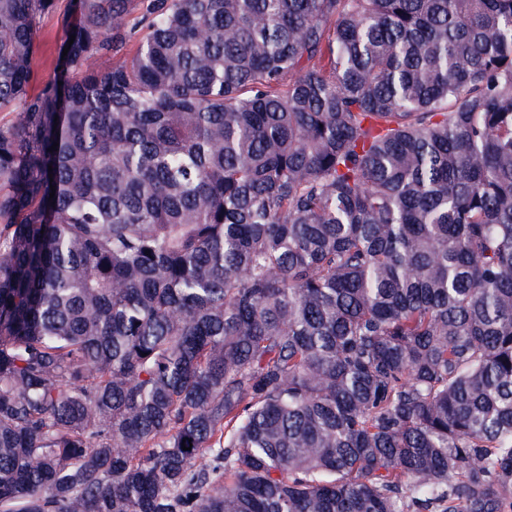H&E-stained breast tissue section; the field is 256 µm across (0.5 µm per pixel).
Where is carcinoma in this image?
<instances>
[{"label": "carcinoma", "mask_w": 512, "mask_h": 512, "mask_svg": "<svg viewBox=\"0 0 512 512\" xmlns=\"http://www.w3.org/2000/svg\"><path fill=\"white\" fill-rule=\"evenodd\" d=\"M56 9L0 0V512H512V0H69L34 91ZM68 0H59L55 14L44 16L36 34L38 47L35 61V84L52 72L56 59L57 47L62 42L65 29L61 25V16Z\"/></svg>", "instance_id": "obj_1"}]
</instances>
